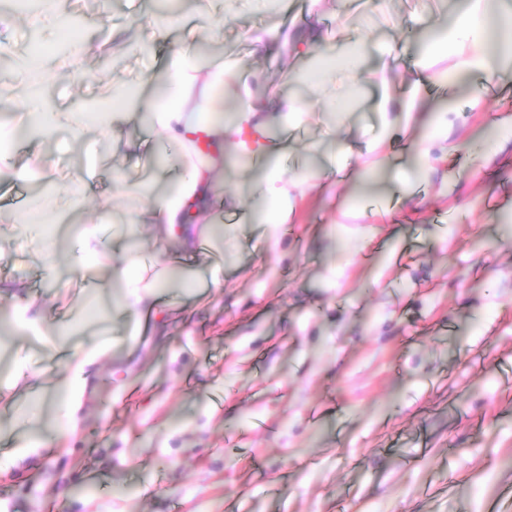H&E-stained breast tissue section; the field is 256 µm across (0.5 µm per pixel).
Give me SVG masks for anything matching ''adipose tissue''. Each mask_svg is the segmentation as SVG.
Instances as JSON below:
<instances>
[{
  "label": "adipose tissue",
  "mask_w": 512,
  "mask_h": 512,
  "mask_svg": "<svg viewBox=\"0 0 512 512\" xmlns=\"http://www.w3.org/2000/svg\"><path fill=\"white\" fill-rule=\"evenodd\" d=\"M490 23L489 0H466L464 8L445 24L424 19L423 24L432 36L422 49L417 80H425L437 60L451 55L460 56L461 61L455 70L446 74L448 84L466 85L476 73L494 79L500 68L493 58L497 55L511 57L512 39L490 42ZM273 41L296 57L320 54L325 50V38L315 29L303 36L293 35L287 28L258 29L250 37L252 55L266 53ZM170 45V78L164 93L143 99L138 108L107 112L101 123L110 139L113 155L138 154L144 163H153L154 153L142 152L139 144L124 135L125 127L143 113L164 141L176 145L181 153L184 173L176 181L174 190L158 196L137 195L125 210L126 223L147 227L148 233L142 241L146 250H163L169 239L174 238L184 253L198 252L205 226L210 222V196L214 185L222 177L226 164L238 165L247 160L241 139L247 131L269 136L253 154L261 170L257 188L268 203L264 222L273 228L288 223L293 212L292 193L298 185L288 180L280 167L283 145L280 139L271 137L270 131L275 127L290 130L303 123L307 115L305 106L282 92L254 97L248 87L239 85L238 75L231 67L219 62L201 69L184 45ZM40 69L37 62L27 65L30 81L16 102L18 108L35 116V131L44 135L59 128L76 131L87 126L85 113L41 110L43 84ZM228 93L234 98L233 117L229 120L223 115L224 96ZM227 143L237 148L229 157L220 150L221 145ZM71 183V188L55 193L38 205L44 222L53 223L61 216L83 209L91 194V184L81 174L74 175ZM80 249L85 267L111 262L114 277L124 283L122 306L127 312L140 313L154 307L156 291L154 284L146 280V264L113 257L93 224L85 225L80 236Z\"/></svg>",
  "instance_id": "adipose-tissue-1"
}]
</instances>
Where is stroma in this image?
Returning <instances> with one entry per match:
<instances>
[{"label": "stroma", "instance_id": "35a3bbf8", "mask_svg": "<svg viewBox=\"0 0 512 512\" xmlns=\"http://www.w3.org/2000/svg\"><path fill=\"white\" fill-rule=\"evenodd\" d=\"M164 4L183 17L172 41L210 62L232 52L245 78L263 71L254 93L321 96L289 78L308 57L249 53L253 29L285 24L363 37L369 79L354 109L289 131L281 165L302 193L276 238L257 172L230 167L214 196L238 194L240 209L214 205L219 229L189 258L145 255L123 222L143 184L162 191L180 165H108L93 127L19 140L15 166L39 152L58 189L90 173L112 199L102 236L163 276L152 311L126 312L110 268H79L60 225L44 227L51 258L24 240L15 219L38 183L0 182V279L15 286L0 298V455L50 439L0 470V512H512V89L477 101L425 84L417 110L383 128L375 103L409 91L424 0H288L227 20L207 0H111L84 19L83 75L50 76L51 104L81 108L115 76L147 97L165 85L166 50L147 42ZM329 157L354 181L326 179ZM218 261L216 286L203 272ZM29 298L35 333L13 317ZM99 347L111 353L66 421L69 356ZM19 367L29 386L13 385Z\"/></svg>", "mask_w": 512, "mask_h": 512}]
</instances>
